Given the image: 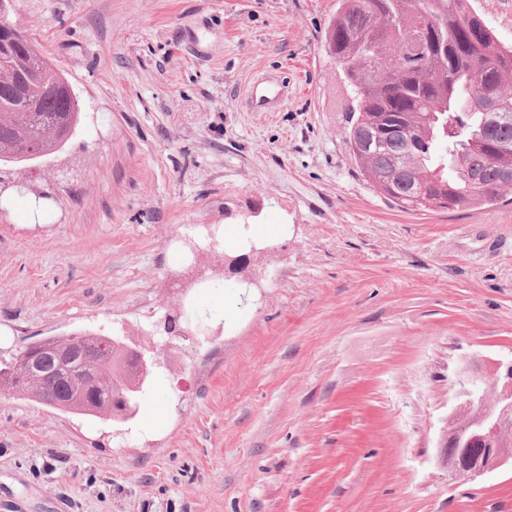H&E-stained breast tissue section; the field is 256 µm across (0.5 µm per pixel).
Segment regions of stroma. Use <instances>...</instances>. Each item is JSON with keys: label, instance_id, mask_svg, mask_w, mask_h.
<instances>
[{"label": "stroma", "instance_id": "stroma-1", "mask_svg": "<svg viewBox=\"0 0 512 512\" xmlns=\"http://www.w3.org/2000/svg\"><path fill=\"white\" fill-rule=\"evenodd\" d=\"M337 0H12L66 76L67 144L0 166V357L82 330L160 345L154 425L0 391V512H512V467L449 477L437 446L463 357L512 351V188L400 210L364 177L326 49ZM272 84L275 112L246 88ZM39 199L22 223L18 196ZM278 224L173 287L184 224ZM201 333L165 348L168 319ZM246 102L252 112H275L280 93L274 85L253 84L248 87Z\"/></svg>", "mask_w": 512, "mask_h": 512}]
</instances>
